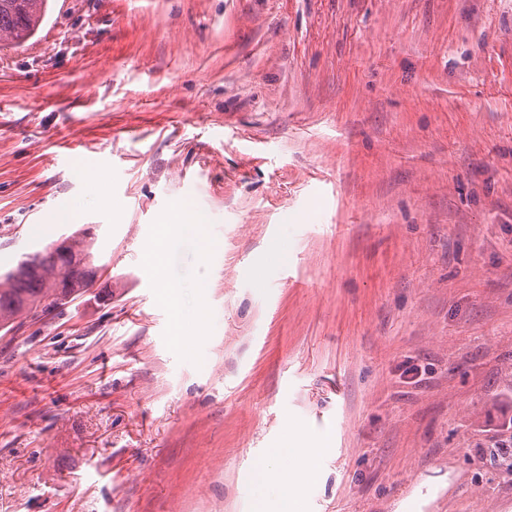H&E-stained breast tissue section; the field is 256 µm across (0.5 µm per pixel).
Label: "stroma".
<instances>
[{
	"label": "stroma",
	"instance_id": "35a3bbf8",
	"mask_svg": "<svg viewBox=\"0 0 512 512\" xmlns=\"http://www.w3.org/2000/svg\"><path fill=\"white\" fill-rule=\"evenodd\" d=\"M81 230L101 278L0 332V512H247L292 429L297 512H512V0H49L0 272ZM203 221V217L198 212L178 202L161 223L165 230L163 229L160 235L145 248L148 265L158 274L159 279L164 281V284L166 280L163 276L160 257L165 247L166 231L171 227L177 234L193 238L202 251H210L213 245L208 238L214 241H220L222 238L216 234L214 224L203 226V232L208 237L206 238L201 232Z\"/></svg>",
	"mask_w": 512,
	"mask_h": 512
}]
</instances>
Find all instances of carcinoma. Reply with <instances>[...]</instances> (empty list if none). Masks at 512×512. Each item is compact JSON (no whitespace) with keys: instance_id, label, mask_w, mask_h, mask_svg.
Segmentation results:
<instances>
[{"instance_id":"1","label":"carcinoma","mask_w":512,"mask_h":512,"mask_svg":"<svg viewBox=\"0 0 512 512\" xmlns=\"http://www.w3.org/2000/svg\"><path fill=\"white\" fill-rule=\"evenodd\" d=\"M48 0H0V34L14 41L31 37L45 15ZM91 254V245L70 239L69 248L54 253L47 249L29 255L0 273V330L13 329L20 317L36 319L87 291L89 283L74 278V258Z\"/></svg>"}]
</instances>
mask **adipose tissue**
<instances>
[{"mask_svg": "<svg viewBox=\"0 0 512 512\" xmlns=\"http://www.w3.org/2000/svg\"><path fill=\"white\" fill-rule=\"evenodd\" d=\"M312 453L304 439L292 433L280 447L270 451L271 456L287 461V468H275L267 461H258L250 473V480L259 491L254 512H291L288 494L297 489Z\"/></svg>", "mask_w": 512, "mask_h": 512, "instance_id": "ef3b65f1", "label": "adipose tissue"}]
</instances>
